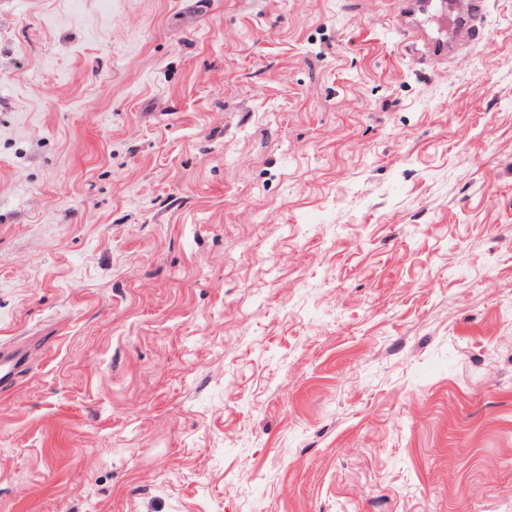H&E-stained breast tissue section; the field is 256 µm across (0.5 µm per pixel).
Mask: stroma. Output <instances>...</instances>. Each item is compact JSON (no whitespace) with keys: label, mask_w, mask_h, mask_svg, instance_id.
I'll list each match as a JSON object with an SVG mask.
<instances>
[{"label":"stroma","mask_w":512,"mask_h":512,"mask_svg":"<svg viewBox=\"0 0 512 512\" xmlns=\"http://www.w3.org/2000/svg\"><path fill=\"white\" fill-rule=\"evenodd\" d=\"M0 0V512H512V0ZM485 0H467L465 2V11L461 16L458 28L466 32L471 40H476L480 28L478 23L485 11Z\"/></svg>","instance_id":"obj_1"}]
</instances>
